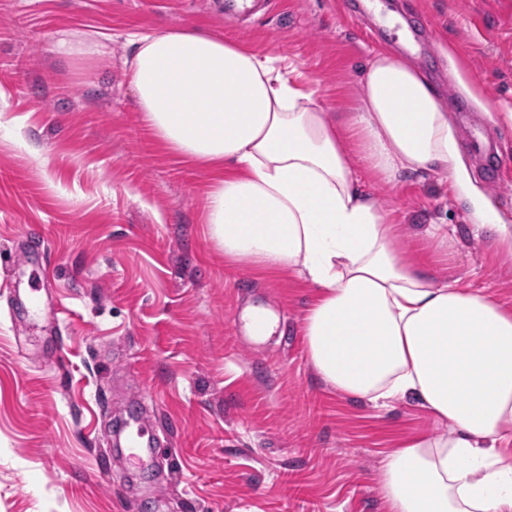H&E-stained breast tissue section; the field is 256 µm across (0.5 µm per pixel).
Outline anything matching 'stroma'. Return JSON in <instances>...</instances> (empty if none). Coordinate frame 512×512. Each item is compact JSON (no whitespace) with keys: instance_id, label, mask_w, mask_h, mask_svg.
Returning a JSON list of instances; mask_svg holds the SVG:
<instances>
[{"instance_id":"stroma-1","label":"stroma","mask_w":512,"mask_h":512,"mask_svg":"<svg viewBox=\"0 0 512 512\" xmlns=\"http://www.w3.org/2000/svg\"><path fill=\"white\" fill-rule=\"evenodd\" d=\"M340 0H276L239 26L224 0H0V512H388L387 455L446 427L416 404L353 400L310 364L316 289L225 260L204 224L212 172L143 124L130 34L208 30L275 58L329 112L350 109L392 31ZM426 25L418 69L442 98L477 192L450 173L389 184L363 172L399 246L437 279L512 309V251L476 234L483 209L512 225V0H386ZM94 34L67 60L53 45ZM424 224L454 242L434 252ZM44 312L16 298L31 270ZM272 312L265 342L240 322ZM139 413L164 452L138 466L113 446Z\"/></svg>"}]
</instances>
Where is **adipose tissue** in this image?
<instances>
[{"label": "adipose tissue", "mask_w": 512, "mask_h": 512, "mask_svg": "<svg viewBox=\"0 0 512 512\" xmlns=\"http://www.w3.org/2000/svg\"><path fill=\"white\" fill-rule=\"evenodd\" d=\"M128 44L144 123L214 174L209 237L230 261L316 286L303 334L321 378L379 407L416 402L446 425L386 458L389 512H512V310L434 278L398 247L341 136L352 132L389 182L418 170L463 175L435 88L379 52L353 110L333 118L273 59L222 36L168 29Z\"/></svg>", "instance_id": "adipose-tissue-1"}]
</instances>
